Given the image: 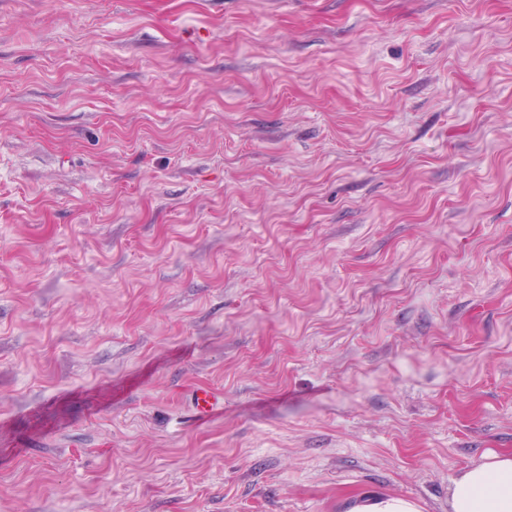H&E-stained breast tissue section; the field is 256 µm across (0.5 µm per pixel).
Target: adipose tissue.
Listing matches in <instances>:
<instances>
[{
    "label": "adipose tissue",
    "instance_id": "adipose-tissue-1",
    "mask_svg": "<svg viewBox=\"0 0 512 512\" xmlns=\"http://www.w3.org/2000/svg\"><path fill=\"white\" fill-rule=\"evenodd\" d=\"M448 512H512V452H490L448 486Z\"/></svg>",
    "mask_w": 512,
    "mask_h": 512
}]
</instances>
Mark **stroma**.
I'll use <instances>...</instances> for the list:
<instances>
[{"label": "stroma", "mask_w": 512, "mask_h": 512, "mask_svg": "<svg viewBox=\"0 0 512 512\" xmlns=\"http://www.w3.org/2000/svg\"><path fill=\"white\" fill-rule=\"evenodd\" d=\"M491 451L512 0H0V512H448ZM344 512H420V508L407 498L365 493L348 499L344 503Z\"/></svg>", "instance_id": "35a3bbf8"}]
</instances>
